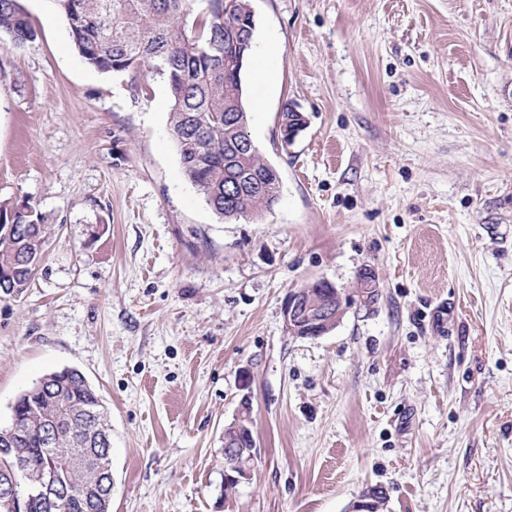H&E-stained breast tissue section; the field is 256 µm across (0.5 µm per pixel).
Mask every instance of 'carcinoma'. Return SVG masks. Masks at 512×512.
Listing matches in <instances>:
<instances>
[{
    "instance_id": "obj_1",
    "label": "carcinoma",
    "mask_w": 512,
    "mask_h": 512,
    "mask_svg": "<svg viewBox=\"0 0 512 512\" xmlns=\"http://www.w3.org/2000/svg\"><path fill=\"white\" fill-rule=\"evenodd\" d=\"M65 15L79 55L101 72L147 67L170 91L169 130L182 172L206 204L232 221L258 219L277 204L280 182L268 178V162L258 149L238 152L236 139L247 130L235 42L244 34L236 16H224V0H53ZM0 33L16 45L37 33L20 0H0ZM236 183L234 194L225 188ZM12 233L0 227V298L24 293L35 261L43 259L52 225L29 208L7 214ZM13 443L0 452V481L13 475L26 512H106L112 503V466L103 435L111 428L102 399L86 375L69 367L50 372L21 394L12 408ZM51 431L45 453L41 435ZM80 455L85 466L64 461ZM56 497L42 496L48 473ZM100 479L93 481L89 472Z\"/></svg>"
}]
</instances>
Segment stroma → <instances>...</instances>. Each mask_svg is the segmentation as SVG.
<instances>
[{
	"instance_id": "1",
	"label": "stroma",
	"mask_w": 512,
	"mask_h": 512,
	"mask_svg": "<svg viewBox=\"0 0 512 512\" xmlns=\"http://www.w3.org/2000/svg\"><path fill=\"white\" fill-rule=\"evenodd\" d=\"M0 35V204L54 233L0 300V425L80 369L112 426V512H512V0H252L248 132L281 176L227 221L182 174L165 80L103 73L53 0ZM308 124L282 146L284 108ZM379 278L285 331L289 294ZM252 403L250 481L224 427ZM370 268L359 275L356 288L338 289L327 281L320 280L299 288L288 296L283 310L284 326L288 335L299 339H318L333 331L345 313L355 307L356 310H371L374 306L375 288H363L361 283H370ZM308 288H323L326 295L323 300L312 298L313 291ZM250 401L249 396H244ZM243 403L247 405L248 401ZM242 403V404H243ZM239 403V407L234 419L224 427V456L226 463L224 466V490L232 492L241 482L250 479V470L242 467L238 463L239 455L245 448H237L244 443V439L249 434L248 426L245 424L246 408ZM240 463L249 466L252 463L248 453H243L239 457Z\"/></svg>"
}]
</instances>
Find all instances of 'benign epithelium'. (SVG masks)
Segmentation results:
<instances>
[{"label":"benign epithelium","mask_w":512,"mask_h":512,"mask_svg":"<svg viewBox=\"0 0 512 512\" xmlns=\"http://www.w3.org/2000/svg\"><path fill=\"white\" fill-rule=\"evenodd\" d=\"M307 126V119L299 115L297 124H282L283 147L291 145L296 136ZM375 289L360 285L351 290L338 289L327 281L320 280L299 288L288 296L283 310L284 326L288 335L299 339H318L333 331L345 313L351 309L369 310L373 307ZM246 408L239 405L234 419L224 426V490L233 491L241 482L250 479V470L238 463L243 452L240 445L249 434L245 424ZM380 500L372 493L363 494L354 501L349 512H380Z\"/></svg>","instance_id":"7a95c632"}]
</instances>
